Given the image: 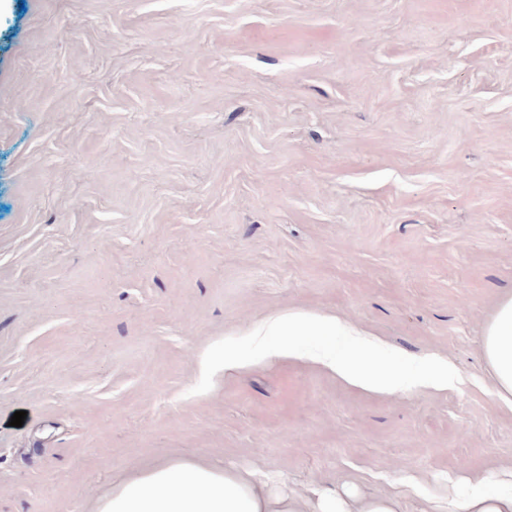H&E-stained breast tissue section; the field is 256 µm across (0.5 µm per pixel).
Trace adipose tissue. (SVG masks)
Segmentation results:
<instances>
[{
  "instance_id": "ef3b65f1",
  "label": "adipose tissue",
  "mask_w": 512,
  "mask_h": 512,
  "mask_svg": "<svg viewBox=\"0 0 512 512\" xmlns=\"http://www.w3.org/2000/svg\"><path fill=\"white\" fill-rule=\"evenodd\" d=\"M483 354L499 395L512 399V295L498 302L485 326ZM396 506L390 498L330 489L296 496L250 469L177 459L113 485L96 512H397Z\"/></svg>"
}]
</instances>
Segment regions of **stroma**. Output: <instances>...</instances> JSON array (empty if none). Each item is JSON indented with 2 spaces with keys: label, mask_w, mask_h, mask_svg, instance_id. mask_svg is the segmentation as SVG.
Returning a JSON list of instances; mask_svg holds the SVG:
<instances>
[{
  "label": "stroma",
  "mask_w": 512,
  "mask_h": 512,
  "mask_svg": "<svg viewBox=\"0 0 512 512\" xmlns=\"http://www.w3.org/2000/svg\"><path fill=\"white\" fill-rule=\"evenodd\" d=\"M511 291L512 0H0V512L165 459L448 512L512 472ZM293 309L460 381L278 358L194 393ZM483 336V354L496 389L502 398L512 399V295L498 302Z\"/></svg>",
  "instance_id": "35a3bbf8"
}]
</instances>
